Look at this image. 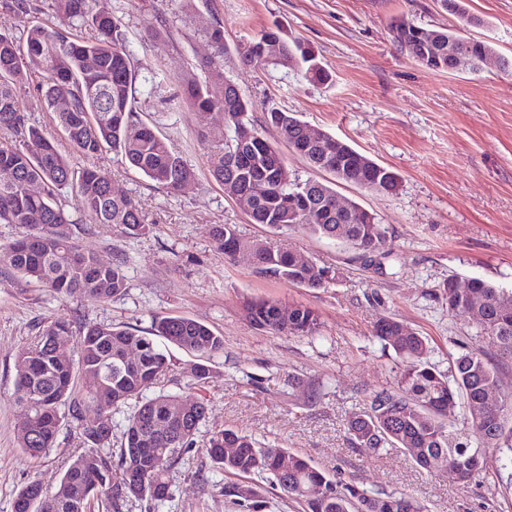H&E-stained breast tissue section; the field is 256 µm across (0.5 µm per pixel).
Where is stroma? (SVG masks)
<instances>
[{"mask_svg":"<svg viewBox=\"0 0 512 512\" xmlns=\"http://www.w3.org/2000/svg\"><path fill=\"white\" fill-rule=\"evenodd\" d=\"M121 18L140 89L136 108L194 169L189 188L171 192L104 152L97 166L112 187L134 199L154 229L127 236L108 224H76L82 250L105 263L125 261L126 288L109 300L61 299L0 263V512H13L30 480L54 488L68 457L82 442L63 425L49 455L27 460L19 446L21 406L16 353L49 320L71 324L77 346L88 322L147 332L157 318L184 316L224 338L204 387L193 385V355L166 350L172 371L164 391L204 399L205 420L195 448L170 475L162 504L130 500L125 512H253L224 493L226 477L203 449L212 432L233 428L295 452L338 481L368 492L398 491L427 512H512V482L489 473L471 484L445 473L429 475L398 448L378 455L351 444L349 413L392 388L403 368L374 338V322L397 317L430 343L428 360L447 369L448 358L496 347L479 338L469 314H452L438 287L452 276L480 277L512 288V0H467L479 27L462 24L440 0H109ZM165 18L156 26V18ZM406 18L429 27H457L494 44L496 56L481 70L439 71L400 51L391 24ZM308 43L332 81L308 83L296 71L247 63L236 52L272 24ZM223 25L224 75L252 109L262 136L279 142L266 121L276 108L345 140L401 177L382 196L339 187L388 229L389 252L366 262L344 245L299 226L281 233L251 223L247 213L209 173V155L224 141V115L199 113L180 102L179 84L200 72L214 53L207 36ZM212 224L235 225L244 241L272 246L335 270L326 287L309 289L256 273L249 254L227 258L209 234ZM257 296L288 309L303 305L322 322L319 337L273 334L253 326L245 303Z\"/></svg>","mask_w":512,"mask_h":512,"instance_id":"1","label":"stroma"}]
</instances>
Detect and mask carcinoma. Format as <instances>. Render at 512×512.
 <instances>
[{"label":"carcinoma","mask_w":512,"mask_h":512,"mask_svg":"<svg viewBox=\"0 0 512 512\" xmlns=\"http://www.w3.org/2000/svg\"><path fill=\"white\" fill-rule=\"evenodd\" d=\"M446 10L466 23L479 25L464 0H441ZM0 7L30 16L39 11L38 0H0ZM65 27H48L32 21L21 36L0 33V133L12 138L0 144V224H17L23 235L5 252L10 267L29 282L48 289L58 298L77 296L101 302L122 293L126 287L124 263L105 265L79 248L70 225L78 219L65 208L61 197L68 187L79 198V215L91 224H112L131 237L153 229L129 198L109 194L112 179L91 163L105 149L171 192L195 180V172L170 148L160 134L137 112L139 94L130 50L121 18L106 0H55ZM90 27L96 36L86 40L73 33ZM394 42L404 49L407 42L422 47L419 63L431 69H448V40L475 60L495 51L487 40L462 37L442 27L413 25L403 18L391 24ZM217 56L201 66L205 78L192 77L183 87L182 101L198 111L224 113V145L210 156V173L224 193L233 198L254 179L266 182V191L248 213L253 224L277 232L305 224L324 238L344 243L361 257L388 251L385 225L359 204L339 215L331 205L336 196L333 182L378 192L373 184L386 179L390 168L358 152L329 134L321 142L305 139L306 123L293 114L272 108L268 123L274 126L290 151L308 166L334 177V181L301 179L288 171L280 149L260 135L248 118L251 103L231 80L224 79V27L208 32ZM278 45L282 60L270 58V46ZM247 60L264 61L274 67L303 65L302 76L314 83L329 82V73L314 51L292 38L276 23L249 40ZM42 76L35 86L46 110L53 114L70 147L85 160L81 164L62 152L57 142L30 123L20 106L21 91L32 76ZM67 101L64 111L57 102ZM249 156L245 166H231L235 151ZM36 182L42 191L29 192ZM312 190L305 191L307 184ZM208 234L224 255L233 258L242 246L251 249L256 271L304 288H323L330 271L312 260H301L262 241L244 243L232 224H213ZM441 294L448 298V311L470 312L474 301L483 306L479 335L492 341L500 356L512 359V289L500 288L484 279L455 276L443 282ZM280 306L258 298L245 305L251 324L277 334L314 338L321 322L315 310L298 306L288 321L279 318ZM69 334V324L51 321L30 345L15 357L16 380L22 395L19 422L20 447L36 460L54 446L62 420L76 423L83 448L65 463L54 490L37 480L29 481L14 500V512H91L101 502L105 512H124L131 499L161 503L169 497V474L195 444V435L207 407L179 414L178 396L154 392L171 370L169 356L156 338L185 349L203 359L191 371L196 384L210 378L209 362L224 352V338L207 325L187 317L157 319L150 335L136 334L121 326L86 323L78 351L59 347L54 336ZM373 335L391 349L405 367L392 390L371 397L369 407L348 416L346 427L358 448L379 454L400 448L414 465L434 473L446 463L456 479L469 484L495 468L512 477V393L500 404L486 406V392L500 387L497 365L483 351L459 354L443 372L432 366L428 339L407 323L391 316L377 319ZM140 350L133 360L131 349ZM107 390L111 399L98 400ZM135 402L123 430L118 463L103 452L112 441V428L84 422L89 413L109 415ZM474 433L472 443H454L456 408ZM236 453L224 455V449ZM204 454L226 475L247 478L267 473L287 495L301 503L303 512H423V507L403 493L371 495L354 485L336 481L304 457L264 444L240 431L224 428L212 433Z\"/></svg>","instance_id":"cac0c4a2"}]
</instances>
